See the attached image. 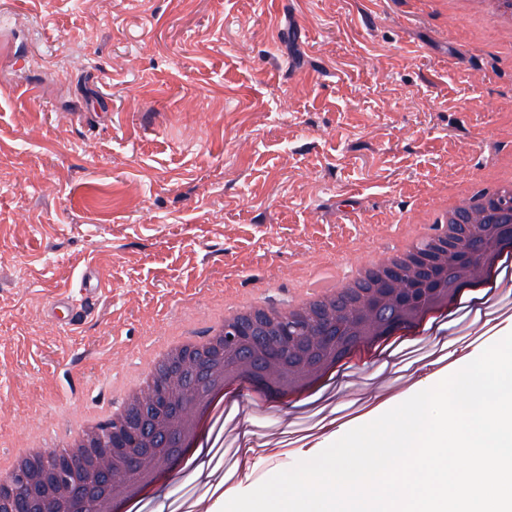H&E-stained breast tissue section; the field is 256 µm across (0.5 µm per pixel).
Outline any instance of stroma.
<instances>
[{
  "label": "stroma",
  "instance_id": "obj_1",
  "mask_svg": "<svg viewBox=\"0 0 512 512\" xmlns=\"http://www.w3.org/2000/svg\"><path fill=\"white\" fill-rule=\"evenodd\" d=\"M510 153L512 40L430 0H0V455L61 442L222 297L283 303ZM457 306L344 362L327 409L405 401L421 364L512 333V290ZM315 410L229 402L227 497L315 457Z\"/></svg>",
  "mask_w": 512,
  "mask_h": 512
}]
</instances>
